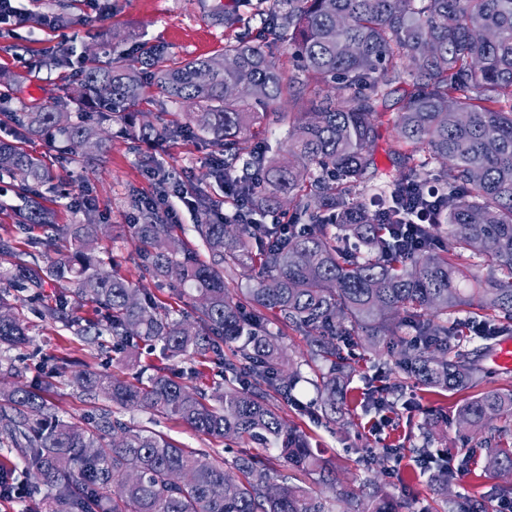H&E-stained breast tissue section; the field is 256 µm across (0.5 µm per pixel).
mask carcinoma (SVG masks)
<instances>
[{"label": "carcinoma", "instance_id": "obj_1", "mask_svg": "<svg viewBox=\"0 0 512 512\" xmlns=\"http://www.w3.org/2000/svg\"><path fill=\"white\" fill-rule=\"evenodd\" d=\"M256 8L288 59L234 33L243 18L226 12L224 47L212 57L180 59L160 41L142 43L133 62L120 52L81 57L79 82L94 117L72 111L64 97L50 107L0 109V127L60 136L63 166L85 164L106 147L104 124L126 119L143 140L193 134L223 166L210 176L237 179L236 193L224 197L237 219L217 224L201 201L195 232L206 260L166 222L169 184L158 180L153 196L130 200L145 245L138 260L155 278L191 286L193 318L173 317L104 268L103 224L65 225L70 246L40 256L37 243L27 250L0 236V281L33 298L55 286L46 319L77 336L116 338L124 360L153 342L167 360L197 356L223 366L224 383L210 390L159 365L145 384L76 371L70 385L100 402L89 426L52 412L46 380L0 388V447L24 459L46 490L48 512H402L390 498L337 489L322 450L281 416L277 402L293 399L298 366L316 367V388L334 414L351 376L344 343L373 351L388 342L404 377L465 391L482 374L472 333H512V0H259ZM43 65L66 70L72 54L51 53ZM402 83L409 89L391 118L399 143L392 172L374 154L378 106ZM152 85L192 108L185 122L160 112L136 124ZM330 85L341 93L315 103ZM288 88L298 112L277 108ZM274 126L287 128L283 153L262 138ZM0 174L22 199L17 225L56 228L37 191L50 177L41 157L0 140ZM374 181L390 192L366 203ZM285 200L298 208L283 235L257 216L281 217ZM410 220L419 221L414 248L400 229ZM476 258L490 272L470 279ZM240 269L254 280L244 292L227 285ZM72 298L100 318L75 315ZM273 319L306 336L300 360L270 329ZM28 341L10 295L0 293V347ZM400 383L372 404L392 409ZM139 409L243 450L227 464L120 418ZM456 421L477 429L499 422L494 443L465 444L457 454L465 467L483 455L484 471L512 474L511 381L463 399ZM291 471L315 476L313 484L291 481Z\"/></svg>", "mask_w": 512, "mask_h": 512}]
</instances>
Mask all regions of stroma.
Returning <instances> with one entry per match:
<instances>
[{
	"label": "stroma",
	"instance_id": "35a3bbf8",
	"mask_svg": "<svg viewBox=\"0 0 512 512\" xmlns=\"http://www.w3.org/2000/svg\"><path fill=\"white\" fill-rule=\"evenodd\" d=\"M219 1L230 12L247 9L244 0H111V11L100 17L91 0H73L70 12L81 16L82 21L67 27L68 47L77 57L114 49L132 55L138 44L159 40L179 57H207L224 45V25L211 14ZM57 45V34L50 30L0 33V75L19 80L17 103L49 106L62 93L80 94L79 82H65L60 71L36 65L44 51ZM29 61L34 64L30 70L25 67ZM105 128L112 136L106 151L82 168H54L53 181L42 189L44 202L56 210L58 224H78L83 216L67 208L65 197L82 190L90 193L97 204V223L108 227L102 247L114 268L134 286L164 302L168 309H186L191 303L190 288L180 289L168 281L150 278L129 259L138 244L130 196L136 191L151 194L152 181L142 163L144 156L151 155L165 167L182 171L189 192L221 198L215 181L205 176L208 151L199 140L189 137L133 143L126 134V124L118 120L107 122ZM17 306L32 341L1 353L0 361L11 362L21 380H30L42 369L54 366L115 372L131 378L139 369L161 361L159 347L143 345L136 352L135 362L118 364L112 337L86 340L42 317L38 304L21 299ZM351 365L353 377L347 400L336 416L325 414L312 383L314 372L307 367L302 370L304 379L296 391L305 411L286 403L280 406L285 420L298 424L313 445L323 450L334 470L337 488L367 494L377 491L407 503L410 512H443V500L450 492L459 501H483L488 512H495L499 502L505 501L506 490L512 488L511 476H485L478 464L457 469L453 483L445 490L434 479L435 466L421 468L417 455L406 450L397 455L385 452L389 444H403L408 436L420 435L428 428L436 434L434 456L460 447L455 414L463 393L426 388L409 380L402 387L394 411H379L371 407L370 399L395 376L391 351H382L380 357L373 358L363 349H356ZM48 392L56 411L64 418L84 424L95 412L94 404L73 391L66 378L52 379ZM124 418L184 448L215 453L227 461L236 454L223 440L199 434L170 416L135 410L125 413Z\"/></svg>",
	"mask_w": 512,
	"mask_h": 512
}]
</instances>
